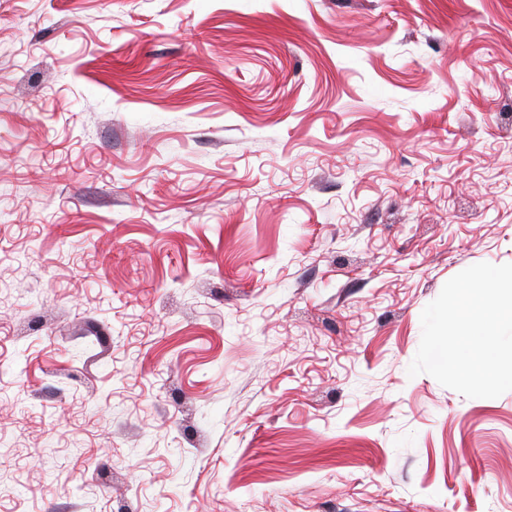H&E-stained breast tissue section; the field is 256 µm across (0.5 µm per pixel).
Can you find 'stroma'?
Instances as JSON below:
<instances>
[{
  "label": "stroma",
  "mask_w": 512,
  "mask_h": 512,
  "mask_svg": "<svg viewBox=\"0 0 512 512\" xmlns=\"http://www.w3.org/2000/svg\"><path fill=\"white\" fill-rule=\"evenodd\" d=\"M482 262L512 0H0V512H512Z\"/></svg>",
  "instance_id": "stroma-1"
}]
</instances>
